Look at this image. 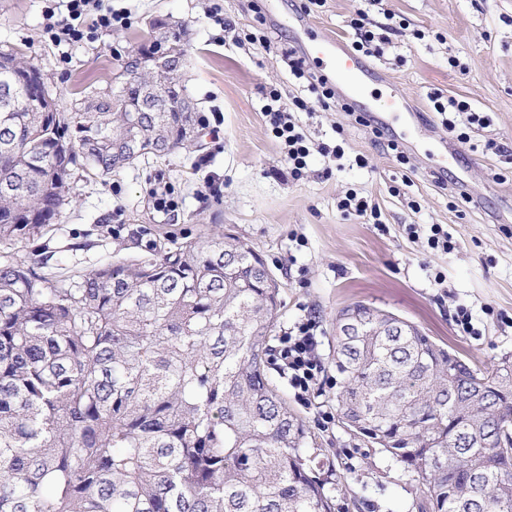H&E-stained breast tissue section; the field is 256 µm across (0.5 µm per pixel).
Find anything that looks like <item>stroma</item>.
Masks as SVG:
<instances>
[{
    "label": "stroma",
    "instance_id": "35a3bbf8",
    "mask_svg": "<svg viewBox=\"0 0 512 512\" xmlns=\"http://www.w3.org/2000/svg\"><path fill=\"white\" fill-rule=\"evenodd\" d=\"M45 5L0 0V50H18L40 68L59 111L117 89L122 63L143 41L149 21L170 18L189 30L185 95L197 115L220 123L218 134H204L202 147L165 158L148 155L106 176L76 172L70 204L35 242L53 252L54 271H87L153 255L159 246L203 231H229L262 255L279 282L274 334L303 316L315 320L328 377L336 375V314L354 302L415 323L482 368L512 354V326L499 319L512 316V0H377L368 6L372 22L392 12L409 28L382 56L370 58L386 82H369L367 94L352 98L349 113L317 104L277 47L299 46L305 26L346 39L355 0H326L308 11L303 0H111L113 9L130 12L131 27L71 45L46 37ZM215 6L217 22L209 16ZM257 30L271 39L272 49L246 41V33ZM272 88L283 102L296 96L311 102V112L297 113L299 125L316 147L343 142L346 164L328 169L316 150L303 178L291 177L261 112ZM393 90L413 108L389 131L405 152L403 164L354 118L385 111ZM434 91L468 101L489 117V127L458 142L429 108ZM490 139L498 151L485 150ZM448 141L458 142V153H446ZM358 154L365 167L352 165ZM438 172L446 175V187L436 184ZM405 177L410 185H402ZM166 187L177 206L156 211L153 194ZM349 190L378 206L381 225L338 209ZM410 224L447 225L455 249L427 250L423 241L408 238ZM438 271L446 276L441 286L433 281ZM460 305L472 313L474 335L460 333L453 322ZM267 373L311 433L308 453L335 512H421L412 469L340 422L322 426L321 411L334 406L333 388L307 405L275 367Z\"/></svg>",
    "mask_w": 512,
    "mask_h": 512
}]
</instances>
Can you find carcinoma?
I'll return each mask as SVG.
<instances>
[{
    "instance_id": "1",
    "label": "carcinoma",
    "mask_w": 512,
    "mask_h": 512,
    "mask_svg": "<svg viewBox=\"0 0 512 512\" xmlns=\"http://www.w3.org/2000/svg\"><path fill=\"white\" fill-rule=\"evenodd\" d=\"M151 28L186 45L182 26ZM30 70L0 51V86ZM152 79L74 112L0 97V512H334L310 432L267 377L279 284L259 253L204 233L78 275L20 255L74 167L134 164L117 142L188 144L192 113L144 94ZM334 364L339 421L415 472L426 512H512V354L482 369L356 302L336 317Z\"/></svg>"
}]
</instances>
